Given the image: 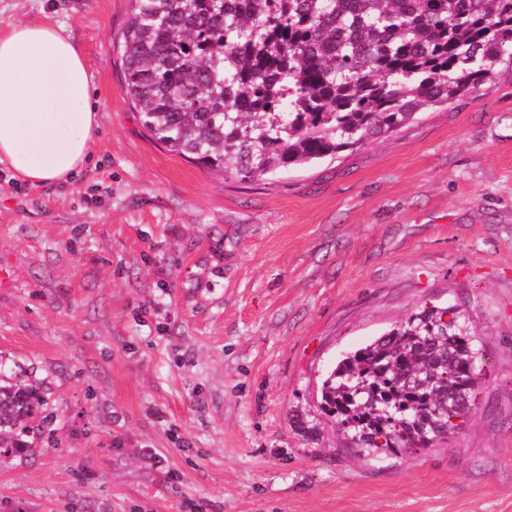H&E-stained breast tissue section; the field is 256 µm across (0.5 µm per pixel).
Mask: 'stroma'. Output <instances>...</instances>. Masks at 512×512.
I'll return each mask as SVG.
<instances>
[{
  "label": "stroma",
  "mask_w": 512,
  "mask_h": 512,
  "mask_svg": "<svg viewBox=\"0 0 512 512\" xmlns=\"http://www.w3.org/2000/svg\"><path fill=\"white\" fill-rule=\"evenodd\" d=\"M130 0H0L51 20L99 106L93 157L33 186L0 164V372L39 384L0 512H512V76L340 159L210 175L127 99ZM478 329L483 383L446 442L374 458L326 372L424 306Z\"/></svg>",
  "instance_id": "stroma-1"
}]
</instances>
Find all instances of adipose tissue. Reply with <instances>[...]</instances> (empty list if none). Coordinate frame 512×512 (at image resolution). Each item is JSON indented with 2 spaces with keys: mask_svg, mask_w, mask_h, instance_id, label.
<instances>
[{
  "mask_svg": "<svg viewBox=\"0 0 512 512\" xmlns=\"http://www.w3.org/2000/svg\"><path fill=\"white\" fill-rule=\"evenodd\" d=\"M98 128L84 56L63 27L21 23L0 35V163L35 186L72 180Z\"/></svg>",
  "mask_w": 512,
  "mask_h": 512,
  "instance_id": "ef3b65f1",
  "label": "adipose tissue"
}]
</instances>
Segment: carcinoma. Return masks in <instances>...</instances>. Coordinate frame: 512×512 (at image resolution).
I'll use <instances>...</instances> for the list:
<instances>
[{
  "label": "carcinoma",
  "instance_id": "obj_1",
  "mask_svg": "<svg viewBox=\"0 0 512 512\" xmlns=\"http://www.w3.org/2000/svg\"><path fill=\"white\" fill-rule=\"evenodd\" d=\"M119 53L143 127L206 172L251 180L386 138L512 68V0H131ZM466 312L424 307L347 353L323 413L370 455L444 442L473 414ZM43 400L0 375V458L32 451Z\"/></svg>",
  "mask_w": 512,
  "mask_h": 512
}]
</instances>
